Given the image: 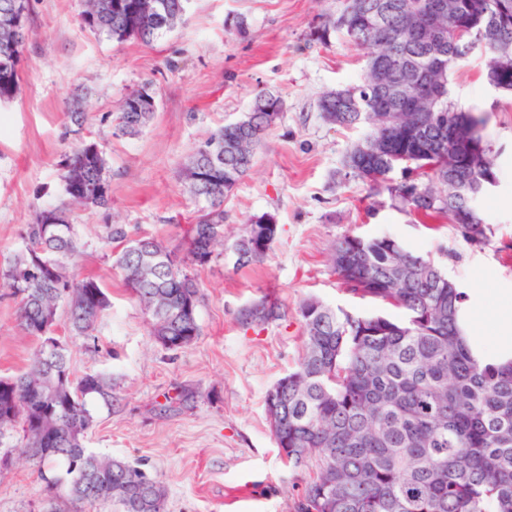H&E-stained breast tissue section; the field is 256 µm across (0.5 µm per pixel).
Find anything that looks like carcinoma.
Masks as SVG:
<instances>
[{
    "instance_id": "cac0c4a2",
    "label": "carcinoma",
    "mask_w": 512,
    "mask_h": 512,
    "mask_svg": "<svg viewBox=\"0 0 512 512\" xmlns=\"http://www.w3.org/2000/svg\"><path fill=\"white\" fill-rule=\"evenodd\" d=\"M428 0H345L310 38L328 43L342 36L366 51V72L384 69L379 83L369 77L324 94L319 101L331 125L366 122L371 131L351 149L346 166L375 187L382 183L423 224L455 223L457 206L448 201V126L456 134L454 153L467 159L468 142H484L485 119L462 110L448 96V78L457 65L477 53L485 61L483 78L492 88L512 93V13L496 18L487 0H453L457 8L440 17L425 38L405 32ZM186 0H85L83 27L123 42L150 45L175 28ZM30 0H0V104L19 91L24 49L29 39ZM466 25L471 43L460 45L454 30ZM442 87L441 99L421 92L426 79ZM261 106L213 132L182 167L186 191L205 202L191 225L183 258L154 236L122 248L115 263L149 316L150 333L170 350L200 335L197 303L187 309L188 293L198 294L199 275L224 250V197L254 164L255 153L271 130L264 107L281 112L284 101L259 95ZM156 111L155 93L144 84L119 107L115 129L136 136ZM224 159L205 156L210 145ZM410 171L409 183L394 181L396 170ZM103 151L84 146L65 155L61 179L67 201L39 209L28 225L25 247L3 274L19 300L18 319L37 341L25 371L0 378V444L21 426L22 454L35 462L46 489L63 492L80 512L110 502L112 512H167L166 490L138 465L87 452L93 406L112 404L100 374L74 376L67 347L49 353L44 336L59 321L90 339L110 300L93 278L77 280L66 262L80 243L69 221L68 205L106 207L111 193L98 190L105 179ZM473 182L497 179L495 156L468 173ZM433 193L442 202L430 204ZM471 245L489 243L479 212ZM334 271L345 290L402 311L358 314L343 308L302 316L304 351L286 374L278 402L266 394L265 407L280 456L307 479L296 512H512V358L483 362L462 336L458 322L466 295L435 261L405 249L387 236L346 235L333 246ZM48 265L39 278L19 271ZM279 317L277 306L262 300L246 309L247 323ZM288 447H283V443Z\"/></svg>"
}]
</instances>
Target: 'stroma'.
I'll use <instances>...</instances> for the list:
<instances>
[{
    "label": "stroma",
    "mask_w": 512,
    "mask_h": 512,
    "mask_svg": "<svg viewBox=\"0 0 512 512\" xmlns=\"http://www.w3.org/2000/svg\"><path fill=\"white\" fill-rule=\"evenodd\" d=\"M336 0H188L181 25L146 46L83 28V0H31V37L17 96L0 104V274L24 246L36 210L65 198V153L95 142L106 159L112 204L71 206L81 242L75 278L96 279L112 305L94 338L68 336L75 375L112 381V408L94 413L85 445L156 476L168 512H295L303 480L282 461L269 427L265 395L303 353L300 307L311 297L360 314L381 307L347 292L331 261L346 235H387L432 258L463 291L478 288L473 345L495 351L492 327L512 304V95L494 92L471 57L449 77L459 108L486 117L482 130L496 159L498 184L478 200L490 242L466 243L453 224L432 230L396 207L386 189L349 175L346 157L370 131L328 124L318 107L330 89L361 82L363 53L335 36L309 40L335 13ZM150 84L157 108L136 136L114 135L115 110ZM280 95L285 109L255 155L253 170L224 200V252L201 274V334L171 351L151 335L148 318L115 264L124 242L149 234L184 255L200 207L180 171L216 129L249 112L258 94ZM81 98V130L66 126L67 103ZM275 216L278 235L260 264H243L235 245L250 215ZM124 240L106 241L108 225ZM279 319L245 323L259 301ZM18 301L0 286V376L24 370L36 347L17 319ZM72 512L51 500L32 461L14 456L0 476V512Z\"/></svg>",
    "instance_id": "stroma-1"
}]
</instances>
